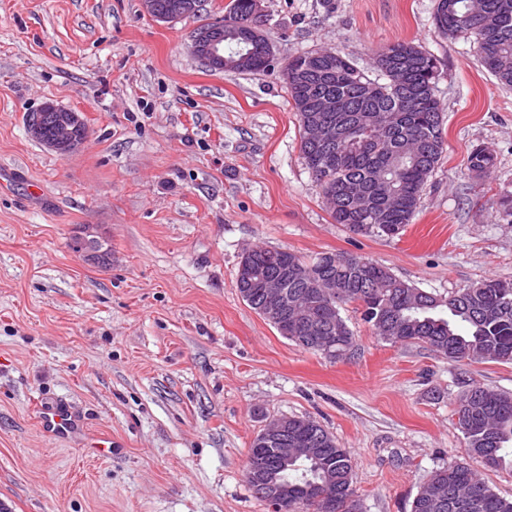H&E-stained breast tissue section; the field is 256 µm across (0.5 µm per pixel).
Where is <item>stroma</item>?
<instances>
[{
  "label": "stroma",
  "mask_w": 512,
  "mask_h": 512,
  "mask_svg": "<svg viewBox=\"0 0 512 512\" xmlns=\"http://www.w3.org/2000/svg\"><path fill=\"white\" fill-rule=\"evenodd\" d=\"M435 0H262L277 69L214 72L190 50L198 19L161 22L141 0H0V512H268L247 450L274 417L310 418L351 456L361 512H410L456 462L512 495V477L465 452L461 383L512 394V363L461 366L375 336L345 306L351 355L285 337L236 288L242 255L352 253L447 296L512 278V88L472 42L435 33ZM438 61L445 150L401 236L334 223L300 158L279 66L340 49L360 64L391 43ZM52 103L89 137L58 155L27 119ZM497 157L472 177L473 146ZM92 228L101 264L69 247ZM67 406L85 436L44 432Z\"/></svg>",
  "instance_id": "stroma-1"
}]
</instances>
